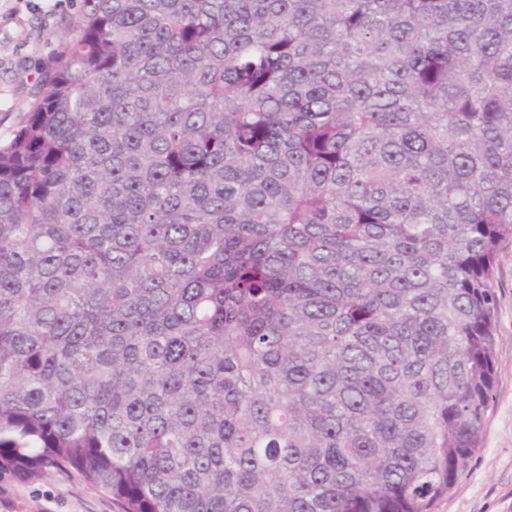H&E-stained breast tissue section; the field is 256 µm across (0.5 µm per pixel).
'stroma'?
Masks as SVG:
<instances>
[{
    "instance_id": "1",
    "label": "stroma",
    "mask_w": 512,
    "mask_h": 512,
    "mask_svg": "<svg viewBox=\"0 0 512 512\" xmlns=\"http://www.w3.org/2000/svg\"><path fill=\"white\" fill-rule=\"evenodd\" d=\"M77 0H0V140L19 125L61 41ZM496 384L482 447L435 512H512V248L495 271ZM0 512H120L74 473L34 481L0 479Z\"/></svg>"
}]
</instances>
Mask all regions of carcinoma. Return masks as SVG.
Here are the masks:
<instances>
[{
  "label": "carcinoma",
  "instance_id": "cac0c4a2",
  "mask_svg": "<svg viewBox=\"0 0 512 512\" xmlns=\"http://www.w3.org/2000/svg\"><path fill=\"white\" fill-rule=\"evenodd\" d=\"M0 142V475L123 512H434L512 246V0H81Z\"/></svg>",
  "mask_w": 512,
  "mask_h": 512
}]
</instances>
